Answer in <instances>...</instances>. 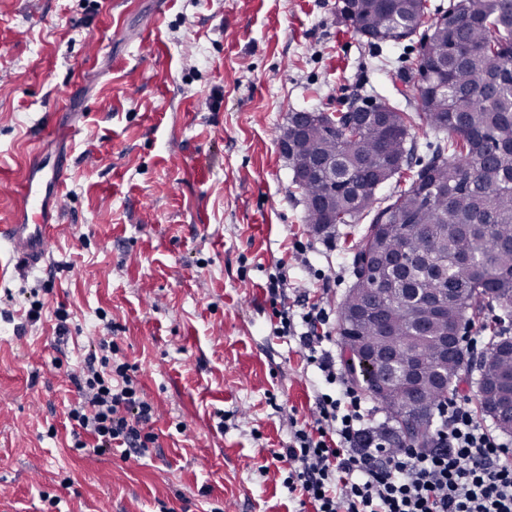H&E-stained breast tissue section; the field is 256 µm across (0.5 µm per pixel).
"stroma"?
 <instances>
[{
  "label": "stroma",
  "instance_id": "35a3bbf8",
  "mask_svg": "<svg viewBox=\"0 0 512 512\" xmlns=\"http://www.w3.org/2000/svg\"><path fill=\"white\" fill-rule=\"evenodd\" d=\"M336 4L0 0V225L35 156L66 165L46 262L0 250V512H297L272 452L312 423L319 380L265 285L283 266L287 303L339 310L369 221L315 233L278 135L295 110L419 101L418 41L369 46ZM103 337L157 408L148 457L71 447L68 372Z\"/></svg>",
  "mask_w": 512,
  "mask_h": 512
}]
</instances>
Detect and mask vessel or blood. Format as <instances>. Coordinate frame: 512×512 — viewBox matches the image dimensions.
Wrapping results in <instances>:
<instances>
[{
    "instance_id": "b4317fda",
    "label": "vessel or blood",
    "mask_w": 512,
    "mask_h": 512,
    "mask_svg": "<svg viewBox=\"0 0 512 512\" xmlns=\"http://www.w3.org/2000/svg\"><path fill=\"white\" fill-rule=\"evenodd\" d=\"M63 189L61 164L43 159L28 167L18 217L15 223L0 226V241L10 247L25 268H37L47 259L53 220L50 204L61 201Z\"/></svg>"
}]
</instances>
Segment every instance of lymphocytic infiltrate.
Instances as JSON below:
<instances>
[{
    "label": "lymphocytic infiltrate",
    "mask_w": 512,
    "mask_h": 512,
    "mask_svg": "<svg viewBox=\"0 0 512 512\" xmlns=\"http://www.w3.org/2000/svg\"><path fill=\"white\" fill-rule=\"evenodd\" d=\"M288 286L280 270L265 286L274 334L296 339L319 379L313 427L292 426L286 446L273 453L289 495L312 512H512V443L451 397L437 409L431 447L397 446L336 361L330 307L306 297L288 306ZM117 352L100 340L73 378L81 400L68 419L82 433L73 446L142 458L156 446L155 408Z\"/></svg>",
    "instance_id": "f902f5d3"
}]
</instances>
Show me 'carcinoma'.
I'll return each mask as SVG.
<instances>
[{"label": "carcinoma", "mask_w": 512, "mask_h": 512, "mask_svg": "<svg viewBox=\"0 0 512 512\" xmlns=\"http://www.w3.org/2000/svg\"><path fill=\"white\" fill-rule=\"evenodd\" d=\"M426 0H342L337 18L374 47L420 36L418 107L426 124L446 137L412 172L409 187L374 207L376 192L416 150L413 118L390 101L369 105L386 113L362 132L347 113L313 112L300 139L288 140L292 181L301 191L306 223L316 231L371 217L355 256V283L341 304L342 349L383 347L395 369L409 353L418 360L419 397L396 385L371 395L389 418L404 421L397 445L427 448L433 417L458 392L461 370L443 358L435 338L475 322L497 308L512 317V0H449L441 17L425 24ZM336 158V169L297 181L312 161ZM440 300L442 312L426 339L413 321L423 302ZM503 351L479 364L477 383L512 381L511 336Z\"/></svg>", "instance_id": "1"}]
</instances>
